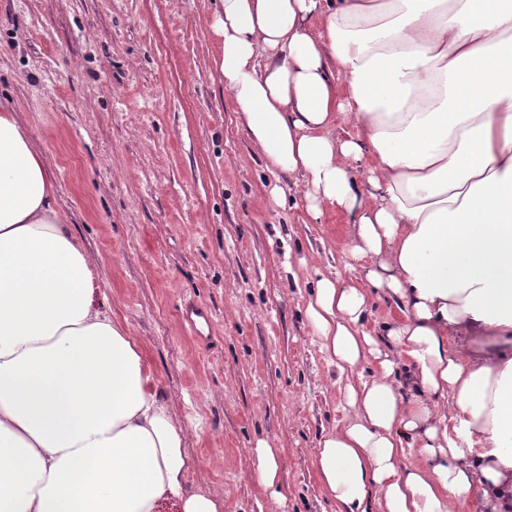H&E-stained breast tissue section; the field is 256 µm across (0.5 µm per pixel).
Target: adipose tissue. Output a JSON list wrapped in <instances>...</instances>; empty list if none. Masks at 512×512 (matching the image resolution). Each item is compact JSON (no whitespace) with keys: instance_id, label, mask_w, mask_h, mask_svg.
Listing matches in <instances>:
<instances>
[{"instance_id":"obj_1","label":"adipose tissue","mask_w":512,"mask_h":512,"mask_svg":"<svg viewBox=\"0 0 512 512\" xmlns=\"http://www.w3.org/2000/svg\"><path fill=\"white\" fill-rule=\"evenodd\" d=\"M211 3L252 147L363 264L306 310L346 381L315 450L335 512H512V0ZM56 194L0 100V512H224ZM375 290L400 315L370 333Z\"/></svg>"}]
</instances>
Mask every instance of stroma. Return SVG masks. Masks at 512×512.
<instances>
[{"label": "stroma", "mask_w": 512, "mask_h": 512, "mask_svg": "<svg viewBox=\"0 0 512 512\" xmlns=\"http://www.w3.org/2000/svg\"><path fill=\"white\" fill-rule=\"evenodd\" d=\"M202 0H0V99L57 178V204L97 263L187 435L189 481L224 512H267L253 460L278 451L282 512H334L315 466L343 417L339 373L306 316L319 255L342 278L348 216L273 206L274 178L216 80ZM208 310L197 347L185 305Z\"/></svg>", "instance_id": "35a3bbf8"}]
</instances>
